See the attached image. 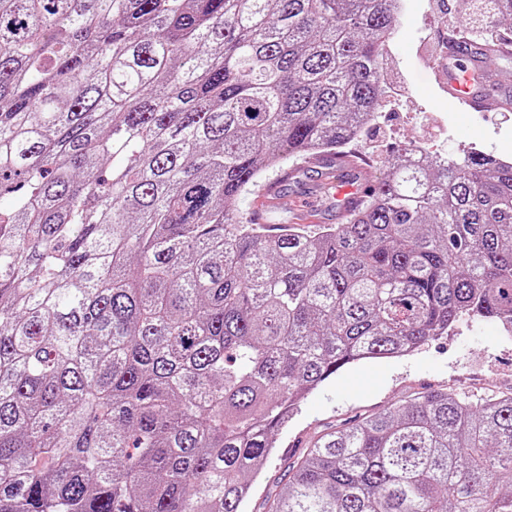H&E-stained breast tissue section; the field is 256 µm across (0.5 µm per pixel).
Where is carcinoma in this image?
I'll return each instance as SVG.
<instances>
[{
    "mask_svg": "<svg viewBox=\"0 0 512 512\" xmlns=\"http://www.w3.org/2000/svg\"><path fill=\"white\" fill-rule=\"evenodd\" d=\"M469 20L512 0H468ZM399 0H0V512H242L347 364L512 329V163L401 148L311 235L238 197L377 112ZM265 512H512V394L314 438Z\"/></svg>",
    "mask_w": 512,
    "mask_h": 512,
    "instance_id": "cac0c4a2",
    "label": "carcinoma"
}]
</instances>
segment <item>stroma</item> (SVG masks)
<instances>
[{"label": "stroma", "instance_id": "35a3bbf8", "mask_svg": "<svg viewBox=\"0 0 512 512\" xmlns=\"http://www.w3.org/2000/svg\"><path fill=\"white\" fill-rule=\"evenodd\" d=\"M467 8L466 0H402L389 60L402 94L381 102L377 121L352 148L358 169L340 174L337 185L355 189L374 183L398 146L423 136L433 153L462 156L478 151L512 160V107L487 116L464 108L449 110L423 56L425 37L434 33L441 18L462 20ZM434 389H451L473 400L511 394L512 334L497 322L464 318L447 336L408 356L345 366L279 429L277 448L261 467L245 512H263L266 494L316 435Z\"/></svg>", "mask_w": 512, "mask_h": 512}]
</instances>
